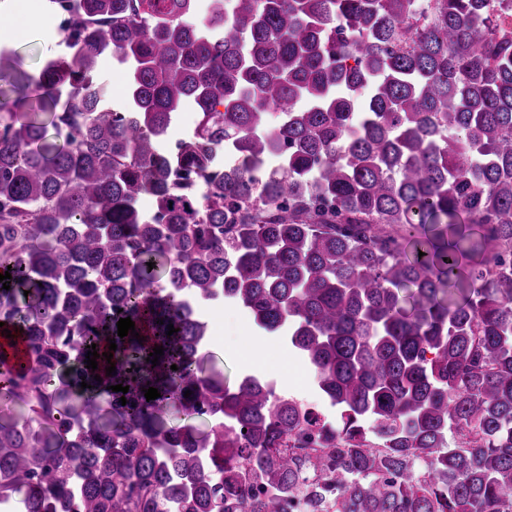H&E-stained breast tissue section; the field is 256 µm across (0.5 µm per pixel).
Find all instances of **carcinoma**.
I'll return each instance as SVG.
<instances>
[{"instance_id": "carcinoma-1", "label": "carcinoma", "mask_w": 512, "mask_h": 512, "mask_svg": "<svg viewBox=\"0 0 512 512\" xmlns=\"http://www.w3.org/2000/svg\"><path fill=\"white\" fill-rule=\"evenodd\" d=\"M53 2L0 54V512H512V0ZM221 297L331 422L201 366ZM49 1L0 0V29L5 27L13 32L8 50H14L22 57L24 68L31 74H37L44 63L60 54L63 48L53 28L63 37L64 16L55 13L54 27L48 25L47 18L52 13ZM100 77L108 88L106 104L111 108L120 105L124 101L127 92V77L125 72L113 66L111 60L103 59L101 61Z\"/></svg>"}]
</instances>
